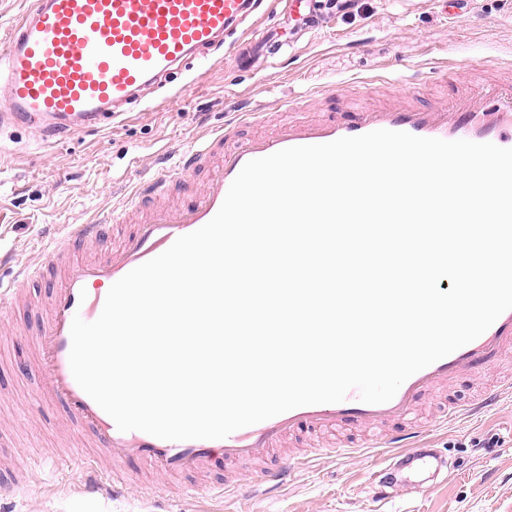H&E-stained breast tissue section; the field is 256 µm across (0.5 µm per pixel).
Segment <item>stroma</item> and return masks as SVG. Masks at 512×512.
<instances>
[{"label":"stroma","mask_w":512,"mask_h":512,"mask_svg":"<svg viewBox=\"0 0 512 512\" xmlns=\"http://www.w3.org/2000/svg\"><path fill=\"white\" fill-rule=\"evenodd\" d=\"M238 43V36L228 37L209 62L188 65L120 119L58 145H43L32 127L0 131V259H14L0 262V285L21 286L19 265H39L65 225L121 206L136 183L159 173L163 157L223 124L226 113L264 111L280 98L303 100L307 116L385 101L396 88L360 82L397 59L455 60L447 81L420 95L423 103L479 83L465 58L512 62V0H464L457 16L448 15L442 0H352L349 8L325 11L320 27L280 58L244 70L232 63ZM510 375L508 353L482 377L458 378L449 395L464 405L480 387ZM37 383L29 344L0 328V426L12 432L0 447V477L28 471L38 456L66 461L61 469L41 467L24 490L0 495V512H79L85 504L77 491L79 453L61 427L60 410L34 405ZM432 446L448 460V481L401 483L383 500L375 473L385 449L345 457L324 449L269 496L203 497L193 489L195 476L171 480L177 494L168 512H512V396L480 418L448 420L434 430Z\"/></svg>","instance_id":"obj_1"}]
</instances>
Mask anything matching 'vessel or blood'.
Wrapping results in <instances>:
<instances>
[{
	"label": "vessel or blood",
	"mask_w": 512,
	"mask_h": 512,
	"mask_svg": "<svg viewBox=\"0 0 512 512\" xmlns=\"http://www.w3.org/2000/svg\"><path fill=\"white\" fill-rule=\"evenodd\" d=\"M265 0H31L16 17L0 48V128H37L45 144L99 127L114 105L133 106L144 88L187 61H204L224 46V34L264 14ZM287 14L241 42L233 60L244 67L257 57L275 58L288 41ZM420 72L385 66L377 82L416 85ZM292 100V120L269 134L238 140L236 131L265 122L262 112H238L224 125L207 130L183 150L175 164L154 179L136 184L121 208L104 218L66 227L63 246L51 247L36 269L20 266V276L44 280L47 306L29 331L38 371L35 399L58 407L81 448L90 497H113L128 486V471L139 466L145 492L156 493L157 477L196 473L218 464L261 463L254 484L267 489L287 483L307 466L310 451L282 456L277 468L265 467L271 452L308 430L354 434L352 450L392 449L400 467L421 474L444 470L445 460L430 448L432 426L410 425L423 395L444 391L459 376L477 375L512 351V310L502 313L482 335L408 378L388 402H361L350 391L339 403L302 406L216 440L169 441L132 430L114 420L77 384L69 363L74 317L96 320L110 287L142 263L166 251L180 236L208 223L228 189L250 160L285 148L324 144L374 130L407 132L443 140L465 139L512 148V77H492L484 85L448 100L417 105L408 90L374 105L346 107L341 117L305 118ZM202 188H193L198 171ZM129 233L118 234L120 224ZM23 295L0 289V321L13 322ZM512 392V377L481 391L467 408L448 402L449 416L494 408Z\"/></svg>",
	"instance_id": "1"
}]
</instances>
